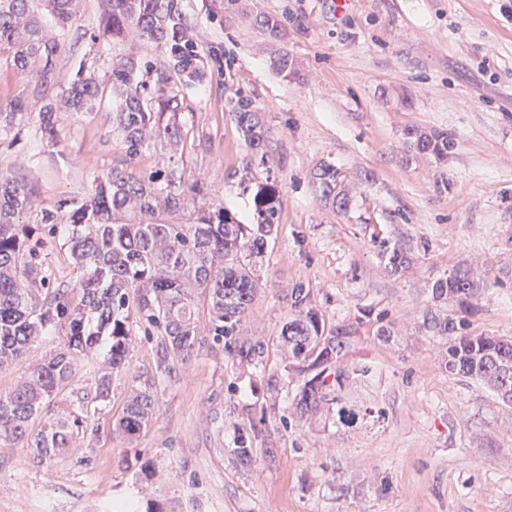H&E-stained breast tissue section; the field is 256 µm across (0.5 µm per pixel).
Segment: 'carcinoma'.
Here are the masks:
<instances>
[{
    "label": "carcinoma",
    "mask_w": 512,
    "mask_h": 512,
    "mask_svg": "<svg viewBox=\"0 0 512 512\" xmlns=\"http://www.w3.org/2000/svg\"><path fill=\"white\" fill-rule=\"evenodd\" d=\"M60 35L74 24L73 0H49ZM102 35L123 38L133 33L155 46L161 60L145 66L153 76L152 90L138 80V64L119 60L112 64L111 85L120 98L112 113V128L120 135L122 162L131 164L154 138H177L178 96L181 89L205 75L208 62L201 53L183 12L181 0H99ZM60 40L43 34L30 0H0V52L11 54L20 71L33 62L40 65V84L16 99L5 112L6 123L36 105L55 80ZM100 93L96 80L77 71L62 90L68 105L82 110ZM241 135L252 152L251 160L266 164V135L257 113L238 104L233 108ZM410 146L438 157L448 154V134L407 130ZM321 198L339 211L349 208L347 194L338 189L337 171L327 165L316 174ZM182 177L170 171L162 187L142 179L127 167L113 166L94 194L79 204L71 201L43 215L50 226L67 228L73 265L80 270L73 283L51 287V273L32 242L33 229L16 217L31 204L25 185L11 174L0 173V365L26 353L44 328L63 331L55 353L32 364L29 375L12 389L0 393V443L22 442L44 462L59 452L72 451L88 465L92 457L82 451L85 436L95 438L89 426L99 407L111 402L112 383L125 366L131 328L128 311L135 308L144 332L159 333L161 358L157 371L171 373L170 357L185 359L201 343L196 315L198 298L209 309L207 338L224 348L232 359L258 365L267 344L241 337L242 318L259 288L252 265L239 254L259 257L266 236L279 221L273 196L265 193L255 203L256 223L240 224L224 209L212 204L197 210L193 222L172 224L165 215L185 205ZM374 247L388 271L397 275L408 269L414 249L389 238H376ZM482 288L480 278L456 270L437 278L432 291L437 298L458 303L461 312L473 310L472 300ZM293 316L280 331L281 346L303 378L297 408L312 415L328 401L336 404L338 420L349 423L356 413L342 404L338 393L349 378L341 367L342 353L354 331L348 325L326 329L310 304V292L298 285L289 294ZM464 320L432 319L428 327L440 336H451L446 367L453 375L495 383L499 377L498 337L459 332ZM93 363L92 383L76 395L80 415L74 418L48 412V404L71 377L75 356ZM336 364L332 375L310 370ZM156 401L155 376L132 387L115 430L127 438L139 435L151 423ZM46 419L38 430L35 420ZM243 465L252 462V437H242L234 449Z\"/></svg>",
    "instance_id": "obj_1"
}]
</instances>
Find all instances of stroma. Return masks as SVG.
Masks as SVG:
<instances>
[{
	"mask_svg": "<svg viewBox=\"0 0 512 512\" xmlns=\"http://www.w3.org/2000/svg\"><path fill=\"white\" fill-rule=\"evenodd\" d=\"M182 4L203 49L223 50L224 69L188 90L178 142L153 141L132 168L181 174L200 184L197 203L223 202L243 224L256 221V197L275 192L277 232L241 325L243 336L266 339L268 356L239 365L207 342L171 360L151 424L127 440L114 425L131 387L154 373L160 342L133 324L112 401L93 419L91 465L66 452L40 464L31 449L0 444V512H512V404L485 381L448 373L449 339L424 324L461 316L431 285L471 267L486 286L461 316L465 332L512 338V0H356L342 18L332 0ZM34 8L61 42L51 102L78 68L106 83L115 60L158 58L147 43L102 39L98 0H77L63 36L42 0ZM266 17L280 22L279 37L261 26ZM283 53L293 62L286 74L275 65ZM38 81V65L22 72L0 53V108ZM240 100L267 130V166L249 163L232 114ZM118 102L107 89L86 112H59L52 141L35 109L0 133V171L31 197L20 223L87 198L119 163ZM410 128L447 132V157L411 149ZM327 164L353 198L349 211L320 198L313 175ZM377 236L429 249L393 276ZM39 238L57 281L76 280L66 231ZM296 285L327 326L355 328L341 360L355 423L341 424L332 404L293 411L301 380L277 335ZM61 344V332L47 331L0 365V392ZM259 421L253 462L242 466L233 450Z\"/></svg>",
	"mask_w": 512,
	"mask_h": 512,
	"instance_id": "stroma-1",
	"label": "stroma"
}]
</instances>
